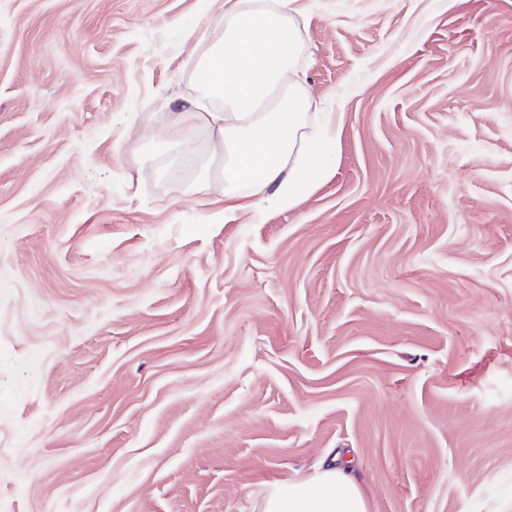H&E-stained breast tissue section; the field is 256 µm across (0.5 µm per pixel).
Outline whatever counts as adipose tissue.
<instances>
[{"label": "adipose tissue", "instance_id": "adipose-tissue-1", "mask_svg": "<svg viewBox=\"0 0 512 512\" xmlns=\"http://www.w3.org/2000/svg\"><path fill=\"white\" fill-rule=\"evenodd\" d=\"M298 0H204L216 25L196 70L201 97L172 94L171 126H198L222 152L214 187L225 212L291 209L327 180L336 116L319 112L296 72L303 49ZM257 512H369L350 469L321 467L278 479L256 495Z\"/></svg>", "mask_w": 512, "mask_h": 512}]
</instances>
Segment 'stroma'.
<instances>
[{
    "mask_svg": "<svg viewBox=\"0 0 512 512\" xmlns=\"http://www.w3.org/2000/svg\"><path fill=\"white\" fill-rule=\"evenodd\" d=\"M202 0H0V503L512 512V0H299L339 130L292 209L173 164ZM257 512H369L350 468L334 463L302 480L278 479L256 495Z\"/></svg>",
    "mask_w": 512,
    "mask_h": 512,
    "instance_id": "stroma-1",
    "label": "stroma"
}]
</instances>
